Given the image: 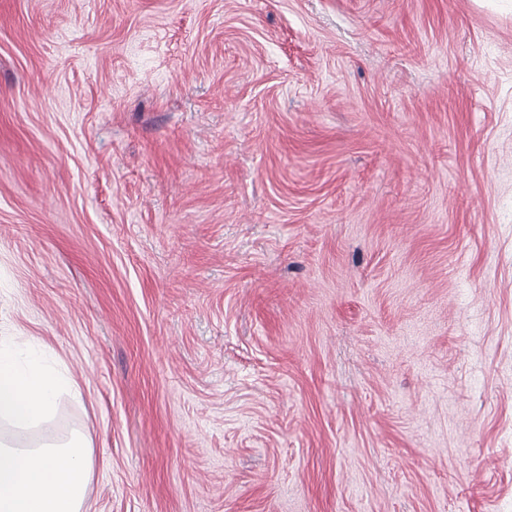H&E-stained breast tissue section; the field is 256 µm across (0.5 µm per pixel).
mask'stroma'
Masks as SVG:
<instances>
[{
  "mask_svg": "<svg viewBox=\"0 0 512 512\" xmlns=\"http://www.w3.org/2000/svg\"><path fill=\"white\" fill-rule=\"evenodd\" d=\"M0 340L91 512H512V0H0Z\"/></svg>",
  "mask_w": 512,
  "mask_h": 512,
  "instance_id": "obj_1",
  "label": "stroma"
}]
</instances>
